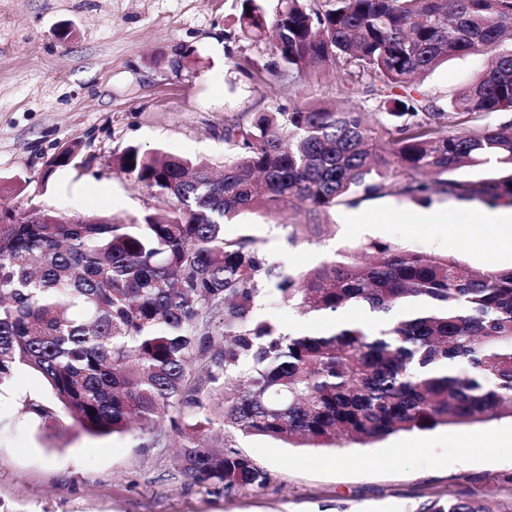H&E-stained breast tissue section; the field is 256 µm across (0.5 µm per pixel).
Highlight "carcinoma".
I'll return each instance as SVG.
<instances>
[{"label":"carcinoma","instance_id":"carcinoma-1","mask_svg":"<svg viewBox=\"0 0 512 512\" xmlns=\"http://www.w3.org/2000/svg\"><path fill=\"white\" fill-rule=\"evenodd\" d=\"M239 22L277 60L241 68L270 73L292 108L225 123L220 176L164 151L115 155L112 168L151 190L160 215L70 220L32 203L31 219L0 223V380L39 373L53 403L23 409L92 435L152 437L167 418L184 473L226 489L269 476L215 450V428L331 447L512 418V268L369 241L295 277L254 239L224 236L245 213L316 219L388 195L512 204V122H490L512 112V0H279L270 20L242 0ZM473 51L489 64L447 106L419 91L420 76ZM329 69L346 92L377 96L385 118L304 97ZM77 155L74 145L50 162L41 185ZM492 159L493 175L454 178ZM271 287L303 315L367 308L375 321L285 333L255 316ZM198 359L206 374L192 379ZM425 512L492 510L470 491Z\"/></svg>","mask_w":512,"mask_h":512}]
</instances>
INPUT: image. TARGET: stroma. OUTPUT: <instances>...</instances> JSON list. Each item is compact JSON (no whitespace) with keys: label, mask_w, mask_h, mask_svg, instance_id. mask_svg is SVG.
Returning <instances> with one entry per match:
<instances>
[{"label":"stroma","mask_w":512,"mask_h":512,"mask_svg":"<svg viewBox=\"0 0 512 512\" xmlns=\"http://www.w3.org/2000/svg\"><path fill=\"white\" fill-rule=\"evenodd\" d=\"M240 11L241 0H0V209L24 211L35 197L69 215L142 216L155 199L112 168L131 145L223 168L225 120L292 105L239 69L246 57L268 60L240 34ZM484 64L475 54L450 59L422 88L446 105ZM72 144L93 165L62 168L39 186L45 161ZM432 205L447 208V223H412L420 205L387 196L330 211L316 232L300 215L248 213L224 234L255 239L295 276L369 241L473 269L496 262L493 244L459 246L467 209L445 196ZM26 399L52 394L21 369L0 385V512H421L435 495L460 490L484 494L494 512L512 506L511 418L335 448L231 435L228 448L270 480L227 490L186 477L169 422L153 439L93 436L67 422L45 427L22 413Z\"/></svg>","instance_id":"stroma-1"}]
</instances>
